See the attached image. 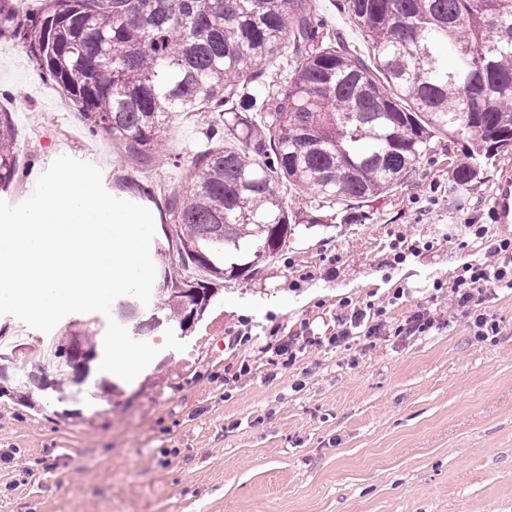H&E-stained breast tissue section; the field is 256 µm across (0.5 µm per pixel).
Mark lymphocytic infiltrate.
I'll return each instance as SVG.
<instances>
[{"label":"lymphocytic infiltrate","instance_id":"f902f5d3","mask_svg":"<svg viewBox=\"0 0 512 512\" xmlns=\"http://www.w3.org/2000/svg\"><path fill=\"white\" fill-rule=\"evenodd\" d=\"M488 231L487 225L467 224L457 234V245L462 250L468 249L474 239L485 238L489 244L481 258L462 265L452 283H435L430 306L418 308L404 320L392 322L387 318V307L406 296V289H395L384 304L369 300L355 305L345 300L338 305L337 329L333 335L314 336L309 325H302V337L292 336L281 342L274 350L275 355L288 365L295 360L302 344H327L347 351L372 349L379 341L392 337L428 335L433 328L444 324L446 318L457 316L467 318L477 340L484 341L497 335L498 326L484 312L482 305L496 290L512 289V236L492 238Z\"/></svg>","mask_w":512,"mask_h":512}]
</instances>
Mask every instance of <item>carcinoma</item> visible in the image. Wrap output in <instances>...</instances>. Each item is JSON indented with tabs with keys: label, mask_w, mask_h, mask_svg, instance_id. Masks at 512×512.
Instances as JSON below:
<instances>
[{
	"label": "carcinoma",
	"mask_w": 512,
	"mask_h": 512,
	"mask_svg": "<svg viewBox=\"0 0 512 512\" xmlns=\"http://www.w3.org/2000/svg\"><path fill=\"white\" fill-rule=\"evenodd\" d=\"M372 48L350 53L316 17L315 0H43L16 31L42 74L92 122L146 163L169 124L215 114L211 146L186 185L164 196L167 243L160 304L118 299L113 317L135 336L190 326L196 288L277 254L292 225L321 224L284 206V188L353 209L401 184L435 138L465 140L471 184L481 159L512 149V0H337ZM262 101L250 93L275 60ZM20 171L10 113H0V190ZM202 271L207 278L194 276ZM89 336L56 342L72 369L96 353Z\"/></svg>",
	"instance_id": "1"
}]
</instances>
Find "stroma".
Masks as SVG:
<instances>
[{
	"instance_id": "1",
	"label": "stroma",
	"mask_w": 512,
	"mask_h": 512,
	"mask_svg": "<svg viewBox=\"0 0 512 512\" xmlns=\"http://www.w3.org/2000/svg\"><path fill=\"white\" fill-rule=\"evenodd\" d=\"M316 12L362 58L372 50L336 8ZM0 112L12 115L28 175L4 199L15 205L61 155L96 165L124 199L127 181L184 185L212 122L196 112L170 123L172 163L146 168L92 130L60 88L41 77L26 43L0 35ZM465 144L437 139L404 183L332 224H298L258 273L224 282L180 333L186 348L149 342L154 361L119 392L91 369L68 399L31 390L0 395V512H512V293L483 305L498 333L478 342L466 319L428 336L393 338L356 353L330 346L298 352L284 367L271 331L308 322L336 330V306L409 295L390 306L400 320L428 305L434 281L451 280L483 244L460 250L453 231L497 223L496 187L512 150L481 167L471 187L448 170ZM431 250L397 268L386 260L397 234ZM249 319L248 346L224 343Z\"/></svg>"
}]
</instances>
